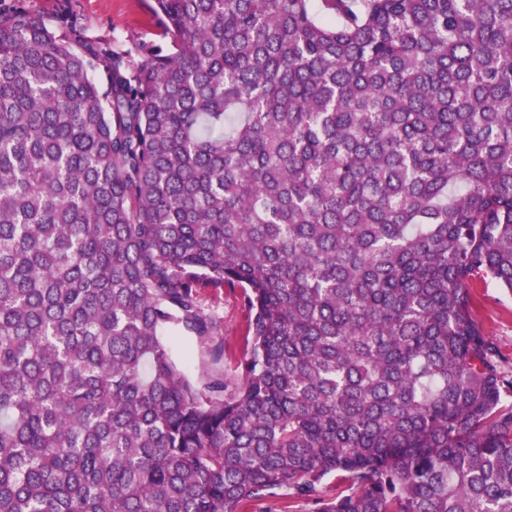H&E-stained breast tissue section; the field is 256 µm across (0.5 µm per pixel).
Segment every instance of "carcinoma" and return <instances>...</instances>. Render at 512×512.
Returning <instances> with one entry per match:
<instances>
[{
  "instance_id": "obj_1",
  "label": "carcinoma",
  "mask_w": 512,
  "mask_h": 512,
  "mask_svg": "<svg viewBox=\"0 0 512 512\" xmlns=\"http://www.w3.org/2000/svg\"><path fill=\"white\" fill-rule=\"evenodd\" d=\"M151 10L165 50L0 4V512H512V0ZM202 288L233 382L163 338L224 360ZM471 290L475 317L498 344L502 355L512 364V296L490 277L473 280ZM205 311L216 318L224 336V372L236 378L237 366L247 351L249 313L244 306L241 291L228 288H205L202 291ZM180 368L191 378L202 380L212 369L210 357L205 348L190 336L169 332L166 336ZM280 493V499L255 505L248 504L242 512H311V507L305 502L288 498V487H284Z\"/></svg>"
}]
</instances>
